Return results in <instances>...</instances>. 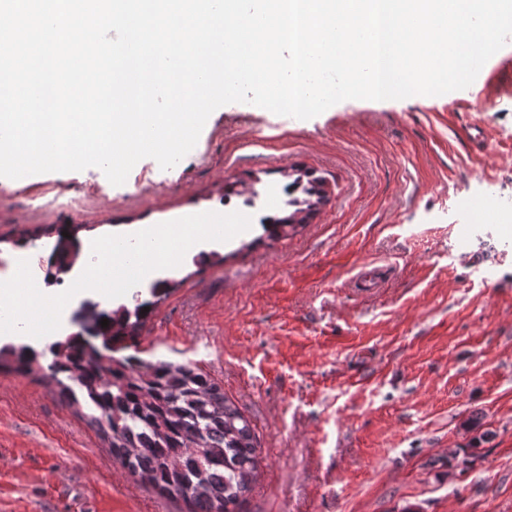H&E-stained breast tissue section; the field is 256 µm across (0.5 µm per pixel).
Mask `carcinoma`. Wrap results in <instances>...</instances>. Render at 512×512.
<instances>
[{
  "label": "carcinoma",
  "mask_w": 512,
  "mask_h": 512,
  "mask_svg": "<svg viewBox=\"0 0 512 512\" xmlns=\"http://www.w3.org/2000/svg\"><path fill=\"white\" fill-rule=\"evenodd\" d=\"M288 186L301 188L303 197L288 201L292 212L262 221L270 240L288 237L325 201L322 179L308 171L296 170ZM166 295L154 288L153 299L132 310L120 305L99 313L98 319L109 320L93 327L100 347L68 336L51 344L53 360L44 366L43 354L4 345L0 368L46 372L121 466L156 492L181 499L185 512H239L258 471V442L224 387L190 364L118 355L146 321L144 308L154 310Z\"/></svg>",
  "instance_id": "cac0c4a2"
}]
</instances>
